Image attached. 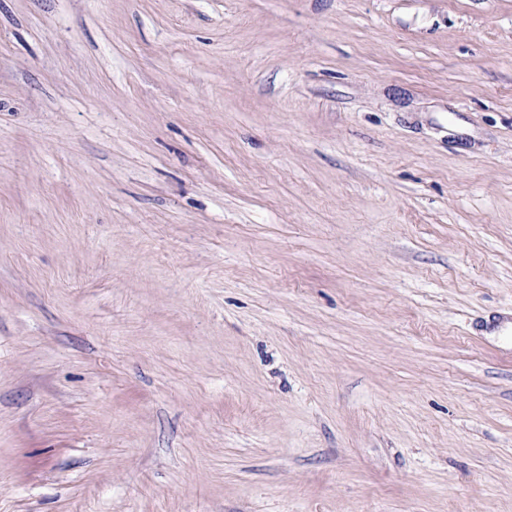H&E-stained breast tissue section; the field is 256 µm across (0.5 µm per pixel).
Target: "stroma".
I'll list each match as a JSON object with an SVG mask.
<instances>
[{
	"mask_svg": "<svg viewBox=\"0 0 512 512\" xmlns=\"http://www.w3.org/2000/svg\"><path fill=\"white\" fill-rule=\"evenodd\" d=\"M512 0H0V512H512Z\"/></svg>",
	"mask_w": 512,
	"mask_h": 512,
	"instance_id": "35a3bbf8",
	"label": "stroma"
}]
</instances>
